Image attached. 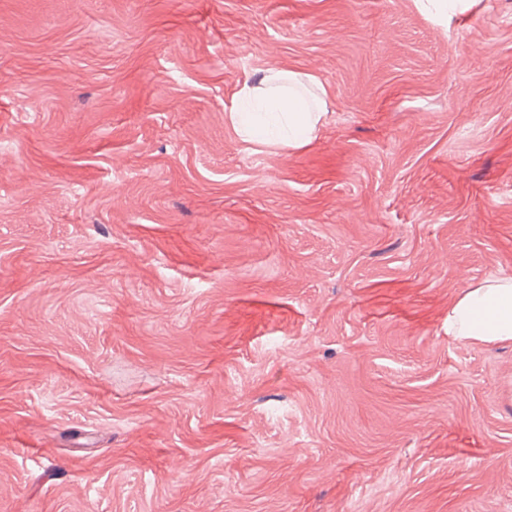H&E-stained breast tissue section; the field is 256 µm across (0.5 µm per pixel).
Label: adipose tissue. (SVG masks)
<instances>
[{"label":"adipose tissue","instance_id":"1","mask_svg":"<svg viewBox=\"0 0 512 512\" xmlns=\"http://www.w3.org/2000/svg\"><path fill=\"white\" fill-rule=\"evenodd\" d=\"M303 86L301 73L278 68L267 69L259 83L244 84L251 110L271 114L282 142L292 147L310 141L317 123L298 101ZM448 334L480 345L512 341V280L466 289L448 314Z\"/></svg>","mask_w":512,"mask_h":512}]
</instances>
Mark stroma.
<instances>
[{
    "instance_id": "1",
    "label": "stroma",
    "mask_w": 512,
    "mask_h": 512,
    "mask_svg": "<svg viewBox=\"0 0 512 512\" xmlns=\"http://www.w3.org/2000/svg\"><path fill=\"white\" fill-rule=\"evenodd\" d=\"M500 277L512 0H0V512H512ZM304 79L316 84L310 74L268 68L258 85L246 80L245 96L253 112L271 114L281 131V139L274 144H286L288 147L300 146L311 140L316 123L321 116L315 117L311 111L303 108L296 91L305 88ZM448 335L480 345L512 341V280L466 289L448 312Z\"/></svg>"
}]
</instances>
